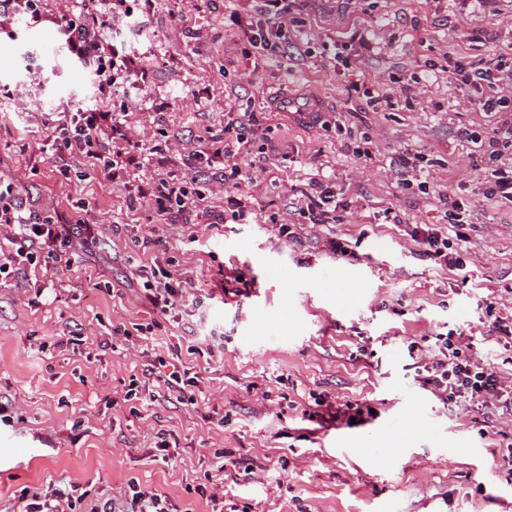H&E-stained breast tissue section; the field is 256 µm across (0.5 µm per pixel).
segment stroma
I'll return each mask as SVG.
<instances>
[{
	"label": "stroma",
	"instance_id": "obj_1",
	"mask_svg": "<svg viewBox=\"0 0 512 512\" xmlns=\"http://www.w3.org/2000/svg\"><path fill=\"white\" fill-rule=\"evenodd\" d=\"M265 7L136 0L133 22L104 33L151 71L111 97L56 25L0 28V177L30 210L85 219L105 238L70 268L0 286V512L54 481L78 485L75 512H91L133 478L179 512H212L213 492L223 512H512V416L440 399L421 368L449 334L512 383V349L485 309L491 297L512 311V204L487 201L472 165L500 115L470 103L448 66L512 67V0H281L287 53L243 54L229 16ZM371 90L389 103H371ZM284 99L313 102L315 122L282 111ZM101 107L130 112L129 134L150 154L136 179L188 175L185 155L223 137L231 114L253 113L242 163L253 217L225 218L219 192L196 228L185 214L151 224L129 210L128 187L61 176L38 150L51 118ZM404 151L428 160V193L398 188L391 162ZM314 179L338 219L313 229L285 206ZM445 194L470 214L460 271L420 257L409 235L447 227ZM389 208L402 223H385ZM280 220L298 242L278 234ZM143 259L191 278L179 312L144 299ZM120 324L130 338L113 336ZM139 325L151 334L135 335ZM107 338L114 348H101ZM158 356L196 376L198 407L153 380L149 398L115 404ZM345 402L360 409L355 423L321 420L322 404Z\"/></svg>",
	"mask_w": 512,
	"mask_h": 512
}]
</instances>
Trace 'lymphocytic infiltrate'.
I'll return each instance as SVG.
<instances>
[{
	"label": "lymphocytic infiltrate",
	"instance_id": "lymphocytic-infiltrate-1",
	"mask_svg": "<svg viewBox=\"0 0 512 512\" xmlns=\"http://www.w3.org/2000/svg\"><path fill=\"white\" fill-rule=\"evenodd\" d=\"M72 3L71 12L52 19L42 0H0V27L20 18L32 28L55 20L66 36L69 53L88 64L99 77L102 94L118 89L129 76L147 79V69L136 57L121 53L116 45L110 44L95 20L99 13L132 16L128 0H72ZM453 73L463 90L478 92V108L506 113V120L493 129L485 149L489 159L499 161L503 149L512 148V99L497 93L498 79L492 69L477 68L459 59L454 63ZM125 122V113L107 109L67 112L57 134L43 140L39 150L49 155L61 175H68L73 159L78 158L84 166L99 172L103 179L119 181L138 163L136 148L117 150L111 143L112 135L122 134ZM246 124L245 117H237L234 138L214 140L207 149L189 153L186 163L194 171L190 179L140 180L133 189L132 203L148 202L155 220L160 223L175 220L187 212H207L213 195L207 167L218 163L234 182L232 191L224 195L225 211L233 220H248L252 213V195L238 182L241 160L249 153L248 140L243 133ZM0 224L7 225L11 233L10 249L0 248V275L36 264L43 255L68 267L77 251L102 245L96 225L63 224L55 216L27 212L14 182L8 179H0ZM411 238L421 255L440 268L458 270L466 264L464 254L449 241L447 232L434 225H416ZM137 275L145 297L165 314L182 305L184 293L191 285L190 279L151 265H140ZM424 369L427 383L441 397L464 399L477 412L492 406L512 415V385H506L490 365L466 355L452 337H440L437 352ZM77 491V486L72 484H51L25 491L21 496L23 512H66V505L71 504ZM96 512L171 510L165 498L141 489L134 481L129 483L121 500H106L97 506Z\"/></svg>",
	"mask_w": 512,
	"mask_h": 512
}]
</instances>
